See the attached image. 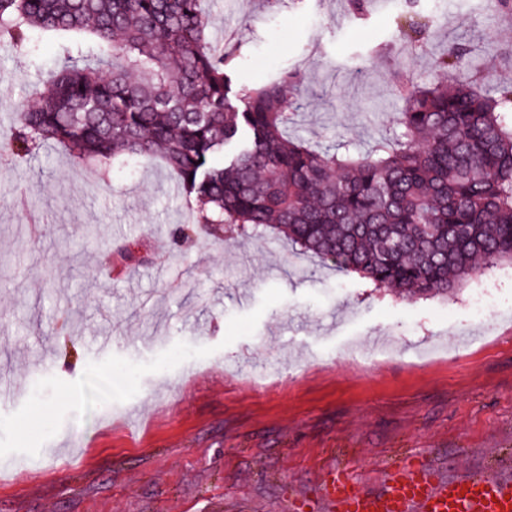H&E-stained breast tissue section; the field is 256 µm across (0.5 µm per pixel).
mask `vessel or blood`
Wrapping results in <instances>:
<instances>
[{
    "mask_svg": "<svg viewBox=\"0 0 512 512\" xmlns=\"http://www.w3.org/2000/svg\"><path fill=\"white\" fill-rule=\"evenodd\" d=\"M325 497L341 512H512V482L479 473L435 482L420 465L377 492L358 490L344 473L332 474Z\"/></svg>",
    "mask_w": 512,
    "mask_h": 512,
    "instance_id": "1",
    "label": "vessel or blood"
}]
</instances>
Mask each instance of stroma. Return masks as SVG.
I'll use <instances>...</instances> for the list:
<instances>
[{"label": "stroma", "instance_id": "stroma-1", "mask_svg": "<svg viewBox=\"0 0 512 512\" xmlns=\"http://www.w3.org/2000/svg\"><path fill=\"white\" fill-rule=\"evenodd\" d=\"M242 83L300 80L292 131L366 151L393 134L395 82L429 84L449 43L512 84L494 0H206ZM41 65L0 45V101L38 106ZM159 163L98 177L61 148L0 155V512H336L329 472L378 490L415 462L512 481V265L445 297L370 288L274 234L208 235ZM468 344H459L460 334ZM111 336L95 357L91 336ZM191 349L194 363L178 353ZM134 365L133 376L121 369Z\"/></svg>", "mask_w": 512, "mask_h": 512}]
</instances>
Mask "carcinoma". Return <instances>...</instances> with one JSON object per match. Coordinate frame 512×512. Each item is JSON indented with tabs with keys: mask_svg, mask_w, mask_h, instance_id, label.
<instances>
[{
	"mask_svg": "<svg viewBox=\"0 0 512 512\" xmlns=\"http://www.w3.org/2000/svg\"><path fill=\"white\" fill-rule=\"evenodd\" d=\"M203 0H0V43L32 61L57 47L52 94L16 105L0 152L48 143L110 173L156 158L207 230L281 233L306 253L406 297L446 296L512 263V85L490 93L448 46L447 79L395 85L397 130L361 153L291 135L297 74L232 92L240 48L211 39Z\"/></svg>",
	"mask_w": 512,
	"mask_h": 512,
	"instance_id": "cac0c4a2",
	"label": "carcinoma"
}]
</instances>
